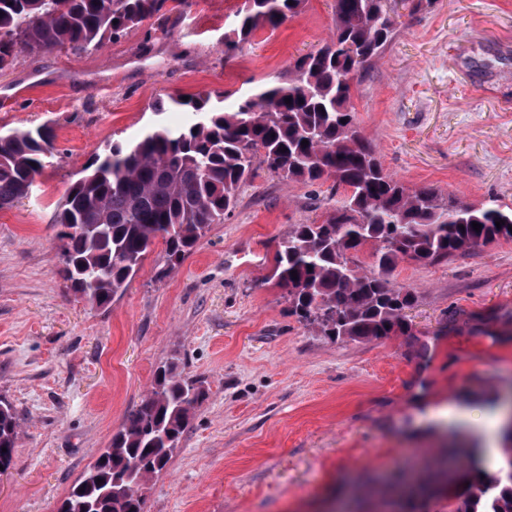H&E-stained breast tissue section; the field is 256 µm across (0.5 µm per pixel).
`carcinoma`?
<instances>
[{"instance_id": "cac0c4a2", "label": "carcinoma", "mask_w": 512, "mask_h": 512, "mask_svg": "<svg viewBox=\"0 0 512 512\" xmlns=\"http://www.w3.org/2000/svg\"><path fill=\"white\" fill-rule=\"evenodd\" d=\"M307 2L244 0L224 31V59L258 31L278 30ZM432 3L334 0L329 39L297 57L281 78L228 107L215 105L210 93L157 101L158 116L181 109L182 125L159 121L95 156L58 206L54 224L67 292L92 309L110 310L158 242L164 259L158 274L167 275L211 225L224 223L242 185L264 168L287 183L332 181L324 219L289 225L273 257L272 278L285 290L290 313L336 342L409 335L405 309L416 295L391 283L398 262L446 263L459 252L512 241V206L494 197L464 203L431 186L409 188L384 170L360 131L354 81L406 26L404 18ZM190 6V0H0V75L45 51L100 50L147 20ZM53 156L54 133L46 124L0 130V208L28 197ZM500 220L505 224L498 228ZM366 249L367 267L359 259ZM205 398L202 384L183 376L181 359L172 357L57 512H144L143 489L180 451ZM21 438L13 405L0 397L3 470L12 466ZM417 470L412 481L395 478L371 493L376 512H414L418 499L435 501L437 512H512V445L493 475L478 449L461 439Z\"/></svg>"}]
</instances>
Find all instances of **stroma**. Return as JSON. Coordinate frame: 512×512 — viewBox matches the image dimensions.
Listing matches in <instances>:
<instances>
[{"label": "stroma", "mask_w": 512, "mask_h": 512, "mask_svg": "<svg viewBox=\"0 0 512 512\" xmlns=\"http://www.w3.org/2000/svg\"><path fill=\"white\" fill-rule=\"evenodd\" d=\"M241 2L193 0L100 50L47 51L0 76V128L53 121L60 151L29 198L0 209V396L23 430L0 512H56L174 355L208 396L145 512H323L338 486L348 512H373L366 486L512 396V241L399 262L391 281L418 295L410 335L336 343L289 315L269 278L289 225L318 218L330 188L262 169L168 276L158 244L109 311L66 294L52 219L96 153L157 119L180 124L178 110L156 117V99L248 91L330 35L333 0H308L223 59ZM354 104L383 168L409 187L512 205V0H435Z\"/></svg>", "instance_id": "stroma-1"}]
</instances>
